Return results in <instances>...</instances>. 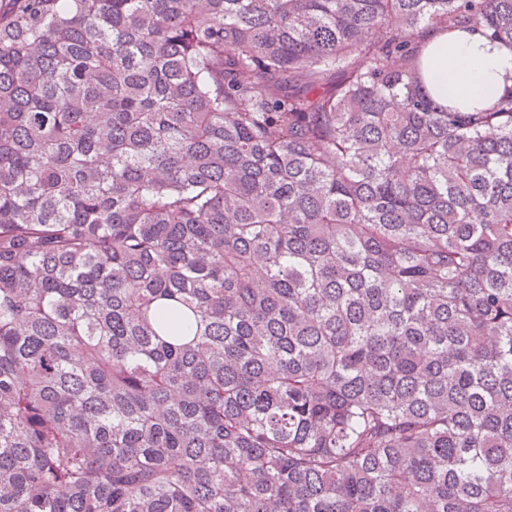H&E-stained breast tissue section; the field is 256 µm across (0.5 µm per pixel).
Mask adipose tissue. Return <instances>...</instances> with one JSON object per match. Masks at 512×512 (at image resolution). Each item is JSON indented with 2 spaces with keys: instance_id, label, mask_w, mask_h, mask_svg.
<instances>
[{
  "instance_id": "adipose-tissue-1",
  "label": "adipose tissue",
  "mask_w": 512,
  "mask_h": 512,
  "mask_svg": "<svg viewBox=\"0 0 512 512\" xmlns=\"http://www.w3.org/2000/svg\"><path fill=\"white\" fill-rule=\"evenodd\" d=\"M421 55L425 86L444 104L485 107L504 86L512 85V47L477 32H430Z\"/></svg>"
}]
</instances>
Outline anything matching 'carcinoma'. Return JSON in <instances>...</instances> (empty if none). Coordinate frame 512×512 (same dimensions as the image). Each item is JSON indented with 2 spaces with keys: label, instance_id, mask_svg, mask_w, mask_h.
I'll list each match as a JSON object with an SVG mask.
<instances>
[{
  "label": "carcinoma",
  "instance_id": "cac0c4a2",
  "mask_svg": "<svg viewBox=\"0 0 512 512\" xmlns=\"http://www.w3.org/2000/svg\"><path fill=\"white\" fill-rule=\"evenodd\" d=\"M512 0H0V512H512ZM421 55L425 86L446 105L489 106L505 85H512V47L492 43L479 32L431 31Z\"/></svg>",
  "mask_w": 512,
  "mask_h": 512
}]
</instances>
